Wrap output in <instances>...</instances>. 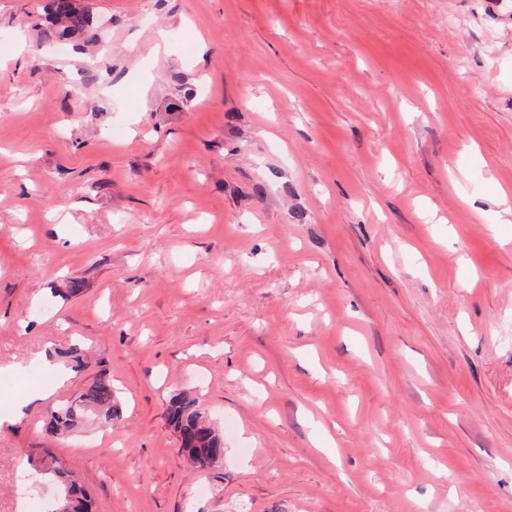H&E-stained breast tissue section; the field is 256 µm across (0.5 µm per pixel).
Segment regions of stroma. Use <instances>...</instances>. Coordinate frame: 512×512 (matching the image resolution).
<instances>
[{
  "mask_svg": "<svg viewBox=\"0 0 512 512\" xmlns=\"http://www.w3.org/2000/svg\"><path fill=\"white\" fill-rule=\"evenodd\" d=\"M48 2L0 0V512L47 448L93 512H512V0H79L60 53ZM115 395L112 379L101 375L50 412L45 423L46 434L52 438L68 435L92 417L105 424L111 423L116 409ZM167 422L182 441L179 448L189 461L207 468L219 463L224 434L207 420L199 401L187 393H178L170 401Z\"/></svg>",
  "mask_w": 512,
  "mask_h": 512,
  "instance_id": "1",
  "label": "stroma"
}]
</instances>
